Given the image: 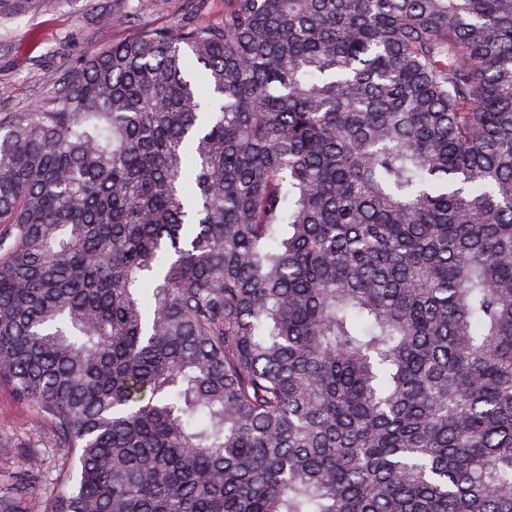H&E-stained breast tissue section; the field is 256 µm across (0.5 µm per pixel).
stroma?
Listing matches in <instances>:
<instances>
[{
  "instance_id": "1",
  "label": "stroma",
  "mask_w": 512,
  "mask_h": 512,
  "mask_svg": "<svg viewBox=\"0 0 512 512\" xmlns=\"http://www.w3.org/2000/svg\"><path fill=\"white\" fill-rule=\"evenodd\" d=\"M118 0H48L36 15L0 24V112H23L44 104L66 83L84 59L132 34L164 27L190 13V0H144L137 16L115 26L107 17ZM28 456L41 467L30 498L19 500L20 512H38L56 488L67 453L59 448L48 421L0 382V489L9 488Z\"/></svg>"
}]
</instances>
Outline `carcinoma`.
<instances>
[{
  "label": "carcinoma",
  "instance_id": "1",
  "mask_svg": "<svg viewBox=\"0 0 512 512\" xmlns=\"http://www.w3.org/2000/svg\"><path fill=\"white\" fill-rule=\"evenodd\" d=\"M1 380L44 512H512V0H224L0 112ZM28 456H37L41 467L30 498L18 500L17 507L26 512H43L34 506L35 500H44L56 490L57 476L66 468L67 453L59 448L48 421L19 399L12 385L0 382V489L11 487L21 460Z\"/></svg>",
  "mask_w": 512,
  "mask_h": 512
}]
</instances>
